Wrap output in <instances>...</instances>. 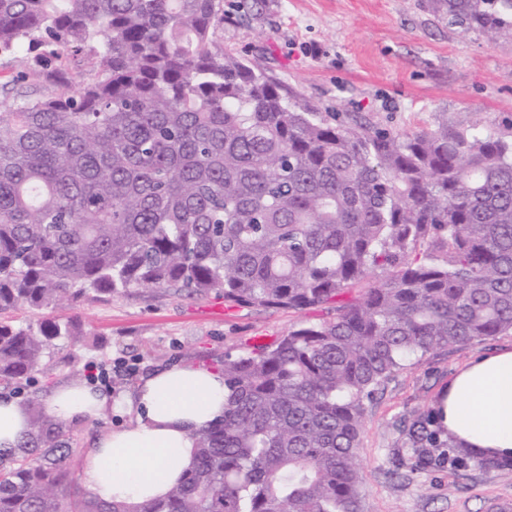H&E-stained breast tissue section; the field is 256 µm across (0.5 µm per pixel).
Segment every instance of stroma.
Wrapping results in <instances>:
<instances>
[{
  "mask_svg": "<svg viewBox=\"0 0 512 512\" xmlns=\"http://www.w3.org/2000/svg\"><path fill=\"white\" fill-rule=\"evenodd\" d=\"M428 0H224V49L263 69L321 112H340L397 134L441 124L473 125L512 136V39L487 43L449 25ZM238 306L222 296L174 288H133L101 301L55 310L26 306L0 320L39 327L49 318L74 321L77 337L50 348L48 374L0 384V395L44 402L59 384L86 375L89 364L112 369L101 385L109 406L96 419L65 424L80 469L101 432L128 422L114 402L140 378L184 359L218 367L225 352L271 344L303 321L335 312ZM512 334L437 349L406 366L365 405L358 463L359 512H494L512 501V467L454 471L402 466L409 450L404 422L437 406L454 375L475 355L511 349Z\"/></svg>",
  "mask_w": 512,
  "mask_h": 512,
  "instance_id": "35a3bbf8",
  "label": "stroma"
}]
</instances>
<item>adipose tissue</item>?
I'll return each mask as SVG.
<instances>
[{"mask_svg": "<svg viewBox=\"0 0 512 512\" xmlns=\"http://www.w3.org/2000/svg\"><path fill=\"white\" fill-rule=\"evenodd\" d=\"M222 370L174 363L143 377L128 401L133 419L95 440L79 473L84 492L109 503L144 504L165 498L197 461L193 435L224 417ZM107 403L82 380L56 388L46 413L61 422L93 419ZM443 422L477 448L512 456V350L477 355L448 384ZM31 431L19 400L0 397V448L23 444Z\"/></svg>", "mask_w": 512, "mask_h": 512, "instance_id": "ef3b65f1", "label": "adipose tissue"}]
</instances>
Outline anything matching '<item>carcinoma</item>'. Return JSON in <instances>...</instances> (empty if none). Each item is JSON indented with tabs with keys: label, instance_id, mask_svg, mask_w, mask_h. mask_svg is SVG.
<instances>
[{
	"label": "carcinoma",
	"instance_id": "1",
	"mask_svg": "<svg viewBox=\"0 0 512 512\" xmlns=\"http://www.w3.org/2000/svg\"><path fill=\"white\" fill-rule=\"evenodd\" d=\"M448 24L512 38V0H431ZM224 0H0V57L47 96L0 112V310L131 288L336 315L224 355V421L162 500L89 499L62 423L0 451V512H358L365 402L431 351L512 333V140L401 136L319 112L224 52ZM64 56L95 71L72 89ZM69 323L0 322V383L47 373ZM417 461L512 465L407 429Z\"/></svg>",
	"mask_w": 512,
	"mask_h": 512
}]
</instances>
